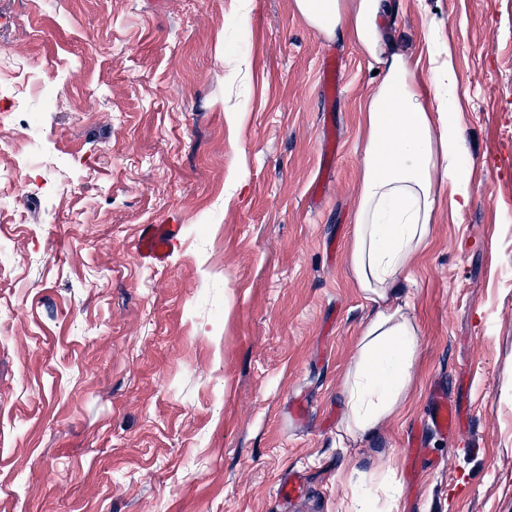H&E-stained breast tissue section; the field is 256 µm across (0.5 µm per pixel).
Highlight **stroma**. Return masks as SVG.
<instances>
[{
	"label": "stroma",
	"instance_id": "1",
	"mask_svg": "<svg viewBox=\"0 0 512 512\" xmlns=\"http://www.w3.org/2000/svg\"><path fill=\"white\" fill-rule=\"evenodd\" d=\"M387 28L424 68L452 48L471 202L411 270L405 400L342 446L369 59L293 0H0V140L27 138L14 83L59 99L29 97L47 150L0 194V512H347L380 467L399 512H512V0H397ZM437 387L463 438L428 429ZM180 218L170 216L161 224H146L137 242L140 259L148 266L167 264L168 258L182 236Z\"/></svg>",
	"mask_w": 512,
	"mask_h": 512
}]
</instances>
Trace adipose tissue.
<instances>
[{
  "mask_svg": "<svg viewBox=\"0 0 512 512\" xmlns=\"http://www.w3.org/2000/svg\"><path fill=\"white\" fill-rule=\"evenodd\" d=\"M320 35L350 39L375 65L380 81L362 106L364 145L349 254L352 275L375 309L364 323L344 380L345 429L375 435L404 399L418 349V330L402 284L429 240L441 199L453 214L469 205L455 118L458 76L449 50L431 57L428 73L385 29L394 0H294Z\"/></svg>",
  "mask_w": 512,
  "mask_h": 512,
  "instance_id": "adipose-tissue-1",
  "label": "adipose tissue"
}]
</instances>
